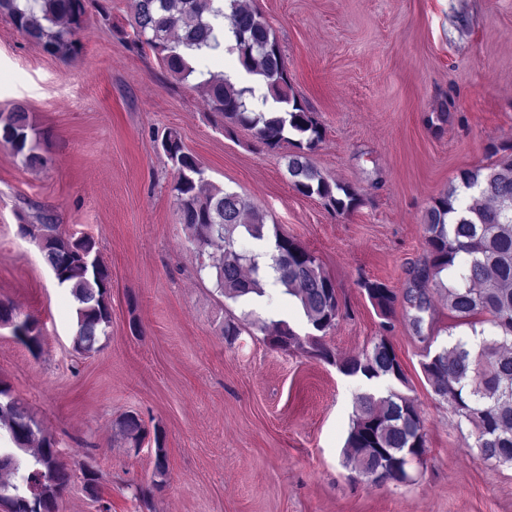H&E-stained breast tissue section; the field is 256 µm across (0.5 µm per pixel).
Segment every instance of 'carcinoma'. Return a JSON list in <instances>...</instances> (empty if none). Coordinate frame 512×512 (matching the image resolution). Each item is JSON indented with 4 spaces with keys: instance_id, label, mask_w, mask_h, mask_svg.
I'll return each instance as SVG.
<instances>
[{
    "instance_id": "cac0c4a2",
    "label": "carcinoma",
    "mask_w": 512,
    "mask_h": 512,
    "mask_svg": "<svg viewBox=\"0 0 512 512\" xmlns=\"http://www.w3.org/2000/svg\"><path fill=\"white\" fill-rule=\"evenodd\" d=\"M214 0H132L129 48L153 51L171 75L180 81L197 80L206 88L208 106L224 121L225 131L247 127L270 149L286 143L291 150L282 156L292 186L300 194L319 197L338 215H348L362 202L352 185L326 180L311 161L325 131L293 93L285 57L277 36L265 18L242 0H228V10L213 7ZM90 0H0V13L29 40L52 56L72 59L82 51L77 34L87 21ZM221 17L233 34L229 51L238 55L246 72L263 78L266 93L280 105L274 112L255 110L249 99L251 87H237L222 72H199L195 56L187 52L215 50L220 43L211 18ZM12 129L19 144L11 145L25 166L38 169L48 159L39 152L45 132L33 123L23 105L0 112V126ZM160 147L177 171L170 192L180 223L188 230L200 255L207 257L214 287L237 301L254 293L265 294L258 254L238 249L246 236L265 239L266 222L240 195L205 181V171L186 151L180 134L168 131ZM498 159L488 167L464 170L460 181L430 204L423 214L426 262L412 272L406 293L416 310L412 323L421 330L422 313L430 310L429 286L444 291L448 312L472 332H480L478 348L459 338L426 355L422 371L433 395L447 403L472 427L473 447L484 460L512 465V145L495 149ZM23 235L43 242L42 258L58 285L69 290L76 304L74 349L90 354L100 350L101 338L112 325L111 277L100 262L91 261L96 242L59 231L48 214L33 224L20 225ZM456 268L454 283L445 285L442 274ZM271 268L283 293L295 299L311 326L302 337L280 320L269 325L257 320L255 327L274 348H304L311 356L331 362L333 353L324 338L336 328L345 304L320 259L294 239L275 236ZM359 287L381 318L382 334L371 351L336 362L347 376L388 378L408 386L402 365L387 334L394 329L397 296L378 280L362 279ZM491 331L477 330L478 317ZM14 336L36 352L41 349L38 322L27 317ZM356 414L348 433L344 464L353 479L369 481L376 470L397 464L393 482H412L408 464L422 461L427 452L423 420L415 400L398 389L386 394L364 392L356 399ZM0 425L12 448H0V501L9 512H58V502L72 480V472L27 407L0 381ZM119 432L129 447L140 448L145 428L134 413L119 421Z\"/></svg>"
}]
</instances>
